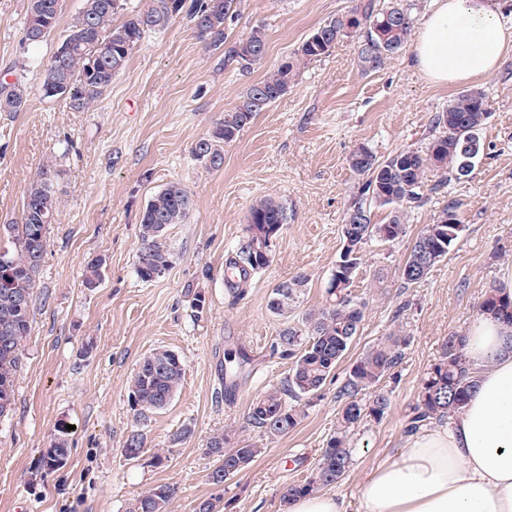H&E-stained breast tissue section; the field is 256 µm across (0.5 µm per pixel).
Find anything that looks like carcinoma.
<instances>
[{
    "mask_svg": "<svg viewBox=\"0 0 512 512\" xmlns=\"http://www.w3.org/2000/svg\"><path fill=\"white\" fill-rule=\"evenodd\" d=\"M240 2L145 0L139 7L130 0H84L67 35L42 65L44 94L65 100L74 111H89L102 101L112 79L146 35L161 33L172 19L184 16L203 46L218 50L227 39L229 22L238 16ZM59 10L60 0H28L25 39L35 44L44 41L57 25ZM418 10V0H392L390 6L377 12L368 2L319 24L293 57L248 87L239 103L224 113V119L194 144L192 156L207 168L220 167L224 163V146L234 142L258 113L288 91L301 64L330 53L347 33L358 40L357 58L363 70L383 67L407 47ZM266 54L265 29L255 26L229 47L227 63L249 70L261 63ZM25 102L21 84L0 82V112H20ZM489 118L487 94L481 89H469L435 113L424 147L403 149L385 160L378 159L363 144L350 152L349 167L361 184L348 211L364 212L370 220L374 209L385 208L390 218L385 224L341 225V250L320 308L297 313L308 283L304 274L281 281L272 289L268 308L287 323L277 336L275 347L293 362L288 376L252 403L247 414L252 427L276 438L300 424L310 399L325 385L360 329L364 303L353 294L350 282L357 277L366 244L374 239L394 242L405 237L409 211L421 206L428 193L471 174L482 152L480 132ZM56 179L55 167L42 165L28 185L20 223L0 225V236L8 241L7 246H0V418L7 416L14 405L15 380L24 343L31 332L36 276L46 250L49 226L56 222L58 214ZM191 207L190 194L176 182L167 184L148 201L140 218V246L135 262V273L141 281L152 282L169 268L171 253L162 239L172 225L185 223ZM286 223L288 208L282 203L262 199L251 207L245 238L225 259L226 281L233 299L245 293L252 275L266 270L272 262L270 257L253 255L252 243L280 235ZM463 231L458 204L450 201L434 223L424 225L415 237L401 269L404 284L413 285L425 278L448 255ZM101 278L102 261H90L83 274L84 287H98ZM479 312L496 315L512 327V300L501 296L494 286L485 292ZM464 343L465 337L451 335L442 344L439 358L422 380L410 407L406 432L441 423L466 406L473 383ZM407 344L401 330H394L353 364L338 391L342 407L336 432L321 450L309 476L289 484L283 500L334 485L350 470L352 432L364 419L379 420L389 409V397L376 386L401 363ZM228 362L224 376L232 382L249 364V357L241 350L238 361L230 357ZM184 373L182 358L170 349H155L139 362L128 383L134 425L122 445L126 459L135 461L141 457L151 415L174 400ZM228 443L229 434L224 432L206 442L205 454L215 462L209 473L214 486L226 481L227 472L234 476L242 472L261 452L252 444L228 448ZM57 452L65 457L70 454L62 430L43 452L41 463ZM176 495L177 488L172 485H154L130 504L129 512H168Z\"/></svg>",
    "mask_w": 512,
    "mask_h": 512,
    "instance_id": "cac0c4a2",
    "label": "carcinoma"
}]
</instances>
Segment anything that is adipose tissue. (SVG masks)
<instances>
[{
    "label": "adipose tissue",
    "instance_id": "obj_1",
    "mask_svg": "<svg viewBox=\"0 0 512 512\" xmlns=\"http://www.w3.org/2000/svg\"><path fill=\"white\" fill-rule=\"evenodd\" d=\"M511 51L512 22L489 0H436L412 61L455 84L492 75ZM464 352L474 383L464 410L369 472L357 512H512V329L480 316Z\"/></svg>",
    "mask_w": 512,
    "mask_h": 512
}]
</instances>
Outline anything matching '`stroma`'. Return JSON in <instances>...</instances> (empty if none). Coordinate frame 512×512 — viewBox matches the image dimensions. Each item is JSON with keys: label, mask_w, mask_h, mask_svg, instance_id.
I'll list each match as a JSON object with an SVG mask.
<instances>
[{"label": "stroma", "mask_w": 512, "mask_h": 512, "mask_svg": "<svg viewBox=\"0 0 512 512\" xmlns=\"http://www.w3.org/2000/svg\"><path fill=\"white\" fill-rule=\"evenodd\" d=\"M360 2L242 0L229 40L261 24L268 41L264 61L247 72L226 64L223 51L204 50L188 20L176 18L134 49L97 107L77 112L43 94L38 63L50 58L83 0H62L54 34L37 46L24 40L27 0H0V81L20 83L28 94L23 111L0 112V225L19 222L43 163L58 170L60 200L36 277L15 405L0 419V512H128L138 494L159 483L177 489L170 512H195L209 498L217 499L216 512H283L285 487L309 475L336 429L337 392L352 364L395 328L409 344L378 385L391 405L381 421L355 430L354 465L336 491L357 501L364 475L404 447L406 416L442 343L467 334L485 291L503 287L512 269V53L476 83L491 116L473 172L412 210L407 237L368 243L353 288L365 303L359 332L302 422L282 437H263L245 423L251 404L292 366L271 350L283 327L267 308L273 287L305 273L302 307L321 306L357 187L350 151L363 144L384 159L423 146L432 116L461 88L426 80L407 49L382 69L362 72L349 37L304 63L287 93L225 146L220 168L191 155L251 84L319 24ZM171 182L184 186L194 205L186 223L165 235L169 271L143 283L134 274L139 217ZM263 197L286 204L288 222L270 267L236 300L224 286V258L241 244L249 209ZM451 200L465 226L460 240L419 283L404 286L400 269L413 236ZM96 258L104 261L103 277L90 291L83 272ZM196 293L206 298L197 315L190 307ZM236 347L253 363L227 396L224 353ZM158 348L181 355L183 385L152 415L144 452L129 461L121 453L133 424L128 381ZM184 426L193 437L171 444ZM63 427L70 459L64 468L42 469L39 458ZM225 430L261 453L218 488L207 479L213 460L204 448Z\"/></svg>", "instance_id": "obj_1"}]
</instances>
